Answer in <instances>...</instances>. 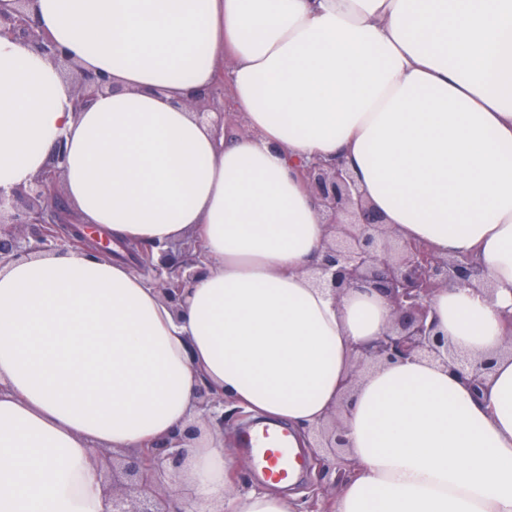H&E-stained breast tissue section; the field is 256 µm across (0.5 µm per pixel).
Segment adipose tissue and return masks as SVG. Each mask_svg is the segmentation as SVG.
<instances>
[{"label": "adipose tissue", "mask_w": 512, "mask_h": 512, "mask_svg": "<svg viewBox=\"0 0 512 512\" xmlns=\"http://www.w3.org/2000/svg\"><path fill=\"white\" fill-rule=\"evenodd\" d=\"M44 32L115 89L75 109L59 67L0 37V188L65 143L63 183L115 258L0 263V512H107L104 450L185 427L209 384L296 447L339 413L353 477L333 512H512V0H33ZM231 58L226 76L217 62ZM248 130L184 104L218 79ZM341 159L391 230L483 284L444 289L440 332L492 362L473 395L445 365L379 366L355 345L390 322L376 292L315 279L328 228L299 176ZM196 241L179 308L119 259ZM232 439L192 440L184 512H301L284 485L238 494Z\"/></svg>", "instance_id": "adipose-tissue-1"}]
</instances>
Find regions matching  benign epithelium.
Returning <instances> with one entry per match:
<instances>
[{
  "label": "benign epithelium",
  "mask_w": 512,
  "mask_h": 512,
  "mask_svg": "<svg viewBox=\"0 0 512 512\" xmlns=\"http://www.w3.org/2000/svg\"><path fill=\"white\" fill-rule=\"evenodd\" d=\"M31 0H15L10 14L0 13V35L19 39L54 64L66 62L72 73L77 108L112 84L101 73H94L63 56L59 47L44 35L38 21L28 12ZM221 84L208 92L186 100V106L199 119L211 118L219 129L227 113L217 100ZM65 161L62 142H57L48 168L37 174L26 187L10 193L0 189V261L56 251L64 246L90 250L101 256L112 255L107 245L85 231L76 215L59 202L60 178ZM300 175L322 208L324 223L331 236L318 265V282L340 295L350 288H370L390 304L389 328L366 345L357 347L355 367L349 376L354 383L367 371L386 362L427 357L461 374L475 390L486 383L491 362L464 360L453 344L437 329L432 299L443 288L471 285L480 281L478 262L462 256L443 258L419 240H405L384 224L382 215L362 196L357 184L341 160H314L300 169ZM196 248L186 242L172 250H159L158 258L147 253L144 265L153 285L162 297L178 306L184 290L192 285L199 270L198 260L187 258ZM202 414L199 421L212 429L226 426L242 428L245 415L224 413V397L207 386L198 391ZM200 429L189 425L172 433L167 442L128 455L102 452L109 480L107 495L110 512H184L173 507L175 487L188 456L187 444ZM315 447L311 453L318 465L320 480L310 489L307 512H331L328 492L338 488L350 473L351 462L337 458L345 451L336 414L314 430Z\"/></svg>",
  "instance_id": "benign-epithelium-1"
}]
</instances>
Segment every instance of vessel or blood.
I'll return each mask as SVG.
<instances>
[{
  "label": "vessel or blood",
  "mask_w": 512,
  "mask_h": 512,
  "mask_svg": "<svg viewBox=\"0 0 512 512\" xmlns=\"http://www.w3.org/2000/svg\"><path fill=\"white\" fill-rule=\"evenodd\" d=\"M246 444L252 449L254 466L274 481L285 482L301 466L288 446L287 430L265 425L249 432Z\"/></svg>",
  "instance_id": "1"
}]
</instances>
